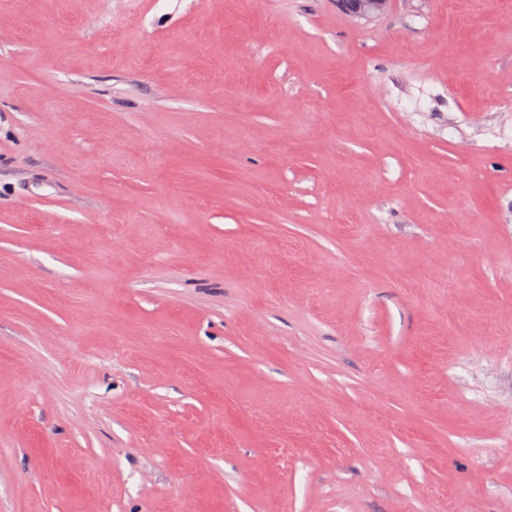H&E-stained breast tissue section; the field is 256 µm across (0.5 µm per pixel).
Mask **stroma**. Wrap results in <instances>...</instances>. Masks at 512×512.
Instances as JSON below:
<instances>
[{
    "instance_id": "stroma-1",
    "label": "stroma",
    "mask_w": 512,
    "mask_h": 512,
    "mask_svg": "<svg viewBox=\"0 0 512 512\" xmlns=\"http://www.w3.org/2000/svg\"><path fill=\"white\" fill-rule=\"evenodd\" d=\"M0 512H512V0H0ZM341 9L355 18H370L387 9L390 0H336Z\"/></svg>"
}]
</instances>
